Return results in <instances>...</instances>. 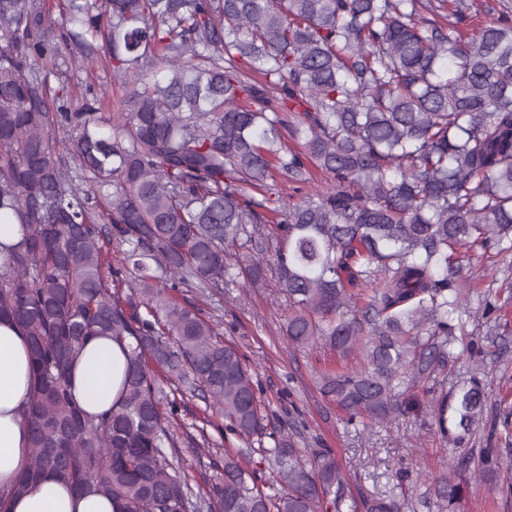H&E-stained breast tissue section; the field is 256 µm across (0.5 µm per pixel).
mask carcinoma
<instances>
[{
	"mask_svg": "<svg viewBox=\"0 0 512 512\" xmlns=\"http://www.w3.org/2000/svg\"><path fill=\"white\" fill-rule=\"evenodd\" d=\"M475 6L66 0L55 28L45 0H0V221L23 229L0 244V320L27 337L33 384L30 463L9 494L53 472L113 512H357L333 454L302 461L268 430L221 323L170 292L274 271L295 308L290 347L361 356L322 373L321 394L364 426L406 416L407 385L435 380L464 329V258L512 254V11L477 25ZM99 61L120 96L71 84L72 67ZM277 171L303 194L286 198ZM106 219L126 245L115 261ZM97 335L127 342L129 362L121 402L90 415L68 376ZM156 366L206 392L225 431L256 439L272 481L226 450L194 489L165 452L179 402ZM486 398L477 377L433 397L432 425L461 444ZM498 419L510 448L512 408ZM461 492L446 472L428 486L441 510ZM362 508L404 512L396 497Z\"/></svg>",
	"mask_w": 512,
	"mask_h": 512,
	"instance_id": "1",
	"label": "carcinoma"
}]
</instances>
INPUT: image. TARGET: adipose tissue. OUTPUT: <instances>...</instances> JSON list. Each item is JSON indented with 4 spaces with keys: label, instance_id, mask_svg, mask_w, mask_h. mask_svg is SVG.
<instances>
[{
    "label": "adipose tissue",
    "instance_id": "ef3b65f1",
    "mask_svg": "<svg viewBox=\"0 0 512 512\" xmlns=\"http://www.w3.org/2000/svg\"><path fill=\"white\" fill-rule=\"evenodd\" d=\"M127 348L108 336L88 339L76 352L69 378L72 395L89 414L120 401ZM32 392L30 353L21 329L0 320V492H7L28 466L29 438L23 409ZM6 512H112L104 495H77L54 474H44L26 495L8 494Z\"/></svg>",
    "mask_w": 512,
    "mask_h": 512
}]
</instances>
